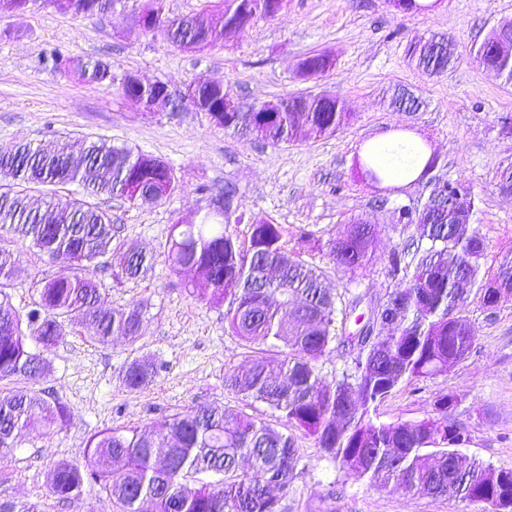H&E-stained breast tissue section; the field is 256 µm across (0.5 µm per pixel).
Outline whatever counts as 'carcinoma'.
<instances>
[{
  "label": "carcinoma",
  "mask_w": 512,
  "mask_h": 512,
  "mask_svg": "<svg viewBox=\"0 0 512 512\" xmlns=\"http://www.w3.org/2000/svg\"><path fill=\"white\" fill-rule=\"evenodd\" d=\"M401 12L419 14L433 4L395 0ZM229 30L207 35L184 20L170 18L164 0H138V15L150 21L146 31L160 33L175 47L201 49L221 44L238 33L240 15L271 19L284 0H219ZM512 21H499L474 48L475 61L512 81V54L499 46V30ZM406 56L430 76L453 64L443 38L416 36ZM52 66L73 73L89 84L112 83V65L86 61L58 51L46 55ZM332 61L325 53L305 57L298 73L322 78ZM199 98L194 109L224 132L271 145L303 137L335 135L350 119L336 98L324 94L290 95L283 112H226L224 97L231 92L197 78ZM390 104L416 112L423 102L397 90ZM380 148L372 146L357 158L361 179L385 192L375 198L374 212L389 203L383 186L390 169L377 163ZM391 161L425 189L393 213L402 227H416L410 237L387 256V276L393 282L377 320L364 321V336L356 344L353 366L328 380L320 361L332 345L352 344L346 316L357 310L363 296L345 289L338 294L325 286L326 276L301 258L303 247L316 232L300 227L288 248V231L268 218L250 224L248 242L241 243L233 226L243 220L235 211L220 219L210 214L198 224L171 227L166 260L170 271L188 269L195 285L209 291L207 301L224 307V321L246 343L266 354L247 358L224 369V386L278 413L288 428L310 436L321 456L347 475L367 479L407 494L426 492L450 501L480 506V512H512V469L479 461L467 466L454 462L464 441L461 427L448 421L455 406L451 393L438 394L434 416L413 421L378 423V406L403 383L431 378L455 366L470 350L475 329L465 315L474 296L486 307L512 295V259L502 262L491 278L481 274L489 244L475 227L473 189L441 174L439 155L425 142L403 137L388 149ZM0 172L18 185L82 186L88 197L109 196L132 204L150 205L173 194L179 178L173 167L124 146L92 141L78 155L55 144H19L0 154ZM463 198L464 205L455 204ZM0 227L22 239L57 266L55 275L36 281V296L21 314L9 303L5 287L20 268L18 252L0 248V383L24 380L0 398V448H10L18 433L37 424L50 429L66 421L67 407L49 402L32 385L48 372L44 353L67 335L68 328L89 323L94 340L106 344L114 336L135 344L147 305L123 308L99 306V283L90 263L116 257L115 278L137 280L153 266V256L113 243L112 212L80 199L52 197L45 209L30 206L21 190H0ZM375 219L352 216L343 235L325 247L333 266L354 278L377 249ZM35 343L39 349L30 348ZM157 375L149 357H135L122 373L123 385L136 391ZM86 463L59 461L47 473L49 492L60 498L77 497L86 485H96L112 499L116 512H282L281 497L298 476L300 450L293 434L273 427L239 408L197 405L156 422L155 430L107 428L91 435ZM253 461L254 475H239L238 460ZM205 473L224 475L220 483L197 480Z\"/></svg>",
  "instance_id": "obj_1"
}]
</instances>
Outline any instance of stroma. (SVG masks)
<instances>
[{"label": "stroma", "mask_w": 512, "mask_h": 512, "mask_svg": "<svg viewBox=\"0 0 512 512\" xmlns=\"http://www.w3.org/2000/svg\"><path fill=\"white\" fill-rule=\"evenodd\" d=\"M134 8V0H115L107 13L75 18L38 0L0 15V154L21 142H54L77 153L89 141L103 140L167 162L180 180L179 190L157 204H109L117 241L152 254L156 262L145 278L120 282L116 264L96 260L100 304L110 309L147 303L142 338L134 349L120 337L103 345L87 325L49 353L50 370L39 389L45 399L65 404L69 417L49 432L32 427L13 447L0 448V499L14 502L18 512L32 504L39 512H113L102 490L61 500L46 487L53 463L84 464L86 440L94 431H148L156 421L199 404L246 406L224 386L225 367L247 354L243 342L227 328L223 307L191 294L192 274L171 273L165 262L172 224L197 219L206 204L198 185H233L246 215L270 218L291 231L307 224L322 238L337 237L348 217L373 212L374 195L355 175V155L405 133L428 141L449 178L473 187L477 225L489 242L483 272L496 273L502 258L512 257V195L502 193L496 179L500 166L512 160V136L503 135L499 123L512 115V83L483 70L470 54L498 20L512 18V0H438L419 15L399 12L391 0H288L275 18L252 22L225 45L189 51L143 31ZM432 33L448 37L457 59L440 77L427 76L405 59L412 37ZM54 49L107 59L116 76L131 73L174 89L202 77L259 102L328 94L352 118L326 139L276 146L249 141L191 109L143 111L118 85L87 84L54 69L44 57ZM314 50L329 54L334 66L324 78L308 80L297 67ZM397 86L420 97L423 108L389 107L388 93ZM376 215L375 258L353 280L330 271L328 287L356 289L369 301L391 288L385 257L416 230L396 225L392 211ZM0 245L20 253L21 271L9 294L16 309H26L33 281L52 276L55 268L8 230L0 229ZM465 314L476 330L465 358L447 373L399 386L380 405L377 419L427 418L437 394H454L457 403L448 418L467 434L457 448L460 456L512 469V296L493 308L470 298ZM137 354L152 358L159 371L148 385L130 391L121 373ZM294 436L304 470L282 497L285 512H475L471 505L353 479L322 458L302 431Z\"/></svg>", "instance_id": "obj_1"}]
</instances>
